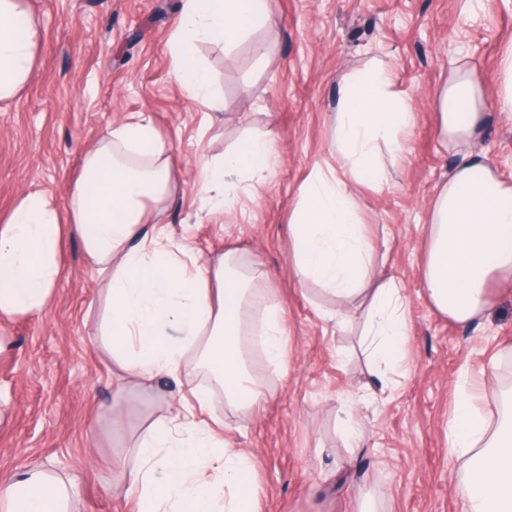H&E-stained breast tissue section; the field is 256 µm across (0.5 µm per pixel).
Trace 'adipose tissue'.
<instances>
[{"label": "adipose tissue", "instance_id": "obj_1", "mask_svg": "<svg viewBox=\"0 0 512 512\" xmlns=\"http://www.w3.org/2000/svg\"><path fill=\"white\" fill-rule=\"evenodd\" d=\"M168 44L185 95L211 110L220 100L197 57L199 43L234 46L267 21L268 0H183ZM40 30L25 0H0V102L15 98L34 75ZM503 91L491 105L512 112V53L504 61ZM377 69L345 79L336 102L333 144L344 178L323 173L301 188L292 224L291 268L340 304L365 308L359 347L381 372L407 371L408 305L394 279L377 278L372 245L345 183L389 175L382 153L400 156L413 127L411 99L390 90ZM441 136L465 146L461 162L436 194L429 212L422 269L425 294L440 313L468 324L489 308V284L512 279V185L475 151L489 103L472 74H456L438 96ZM275 163L274 137L257 135L221 158H202L205 204L233 206L243 182H265ZM174 160L151 120L108 127L82 160V176L66 211L39 193L23 195L0 224V320L42 312L61 275L66 235H78L103 276L105 306L95 336L124 379H183L190 395L134 444L133 468L113 475L136 512H259L262 490L252 459L201 421L208 394L193 380L207 370L239 410L262 397V378L249 345L255 285L265 274L227 252L201 260L153 224V210L171 193ZM262 355L285 360L281 310L268 302ZM448 446L463 457L455 492L463 512H512V412L495 418L467 384L455 388ZM77 489L38 463L0 475V512H69Z\"/></svg>", "mask_w": 512, "mask_h": 512}]
</instances>
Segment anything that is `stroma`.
Masks as SVG:
<instances>
[{
	"mask_svg": "<svg viewBox=\"0 0 512 512\" xmlns=\"http://www.w3.org/2000/svg\"><path fill=\"white\" fill-rule=\"evenodd\" d=\"M39 22L37 70L24 92L0 104V224L26 193L66 210L84 153L107 127L149 117L171 145L172 196L159 215L169 235L202 258L227 250L266 277L259 300H275L287 337L285 368L264 372L254 410L228 406L213 389L204 419L247 452L263 488L260 512H461L452 492L463 465L448 447L461 374L494 398L512 362V289L490 284L488 313L470 325L432 307L421 282L423 241L438 188L462 158L440 135L435 94L454 72L474 73L485 96L503 84L512 51V0H270V20L234 47L201 44L221 111L188 99L167 43L180 0H26ZM386 69L410 97L415 122L388 183L349 181L348 191L383 276L409 308L410 369L381 391L358 347L360 311L337 327L335 297L293 275L291 224L313 171L340 173L332 149L338 88L354 73ZM272 133L278 163L246 187L233 209L203 210L199 161ZM512 183V117L489 110L476 145ZM101 284L77 236H66L62 276L39 314L0 321V472L38 462L74 480V512H132L112 471L187 385L151 388L118 374L93 333ZM364 428L348 444L336 422L347 399ZM114 421H107L109 408Z\"/></svg>",
	"mask_w": 512,
	"mask_h": 512,
	"instance_id": "stroma-1",
	"label": "stroma"
}]
</instances>
